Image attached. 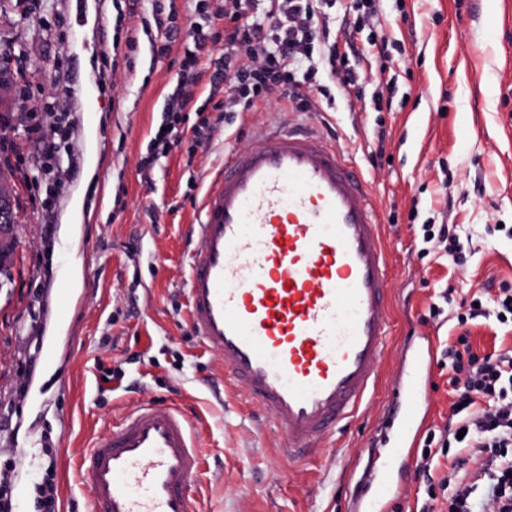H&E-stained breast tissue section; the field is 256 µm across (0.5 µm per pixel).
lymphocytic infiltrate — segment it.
I'll return each instance as SVG.
<instances>
[{
	"label": "lymphocytic infiltrate",
	"instance_id": "f902f5d3",
	"mask_svg": "<svg viewBox=\"0 0 512 512\" xmlns=\"http://www.w3.org/2000/svg\"><path fill=\"white\" fill-rule=\"evenodd\" d=\"M262 19H254L252 0H197L200 13H214L224 20L223 32L210 23L191 22L187 37L193 44L180 63V73L166 98L168 119L165 129L156 131L151 145L137 161L141 175H148L158 160L180 141L177 124L195 98L197 66L201 58L212 60L210 84L223 89L221 111L242 112L258 99L278 92L307 111L311 103L299 92L295 70L307 62L305 79L309 87L319 84V65L343 73V85L351 89L359 81L348 59L357 55L353 38H346L343 50L322 52L321 41L329 37L330 11L336 0H268ZM458 323L495 318L499 324H512V289H500L492 304L481 298L465 300ZM454 373L451 422L441 431L437 448H423L418 473L428 483V500L420 512H433L439 492H447L448 512H478L474 494L485 487L479 512H512V352L479 354L467 337L441 353ZM454 448L483 458L478 481H469L458 472L434 480L431 466L435 449Z\"/></svg>",
	"mask_w": 512,
	"mask_h": 512
}]
</instances>
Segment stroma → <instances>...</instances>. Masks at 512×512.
<instances>
[{
    "instance_id": "obj_1",
    "label": "stroma",
    "mask_w": 512,
    "mask_h": 512,
    "mask_svg": "<svg viewBox=\"0 0 512 512\" xmlns=\"http://www.w3.org/2000/svg\"><path fill=\"white\" fill-rule=\"evenodd\" d=\"M378 19L360 27L352 0H338L332 33L353 34L368 78L348 104L340 79L322 73L312 111L271 94L246 112H230L213 139L193 146L189 122L212 108L209 59L181 143L150 178L137 161L165 117L168 91L190 45V0H145L119 19L115 0H12L0 10V45L24 95L0 101L8 125L0 160L14 189L17 247L0 275V464L15 465L18 512H34L44 438L57 442L59 512H87L81 474L87 448L141 400L176 406L192 422L203 471L193 486L197 512H355L361 452L386 428V405L400 379V350L430 338L434 353L468 335L475 352L512 350V329L495 320L457 322L458 301L485 288L512 286V0H374ZM180 31L169 54L151 50L153 8ZM138 39L133 65L112 43ZM116 72L99 85V72ZM71 95L62 167L68 175L44 216L35 136L20 118L41 123L54 80ZM305 125L336 141L377 194L390 246L388 286L393 332L383 380L341 438V457L289 463L283 441L254 413L241 390L224 385V360L205 351L188 319L190 258L203 195L224 159L259 130ZM385 140H378V132ZM427 224L456 225L464 265L423 239ZM452 304L432 318L441 292ZM122 370L123 380L112 379ZM451 371L436 368L429 414L411 455L400 456L384 512H419L427 487L416 477L427 435L444 429Z\"/></svg>"
}]
</instances>
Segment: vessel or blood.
<instances>
[{
    "label": "vessel or blood",
    "mask_w": 512,
    "mask_h": 512,
    "mask_svg": "<svg viewBox=\"0 0 512 512\" xmlns=\"http://www.w3.org/2000/svg\"><path fill=\"white\" fill-rule=\"evenodd\" d=\"M189 276V317L226 382L270 417L290 462L323 456L379 380L390 330L388 247L370 184L305 128L266 129L207 188ZM404 371L393 454L413 445L434 374L429 349ZM202 469L189 419L141 403L88 448L89 512H195Z\"/></svg>",
    "instance_id": "vessel-or-blood-1"
}]
</instances>
